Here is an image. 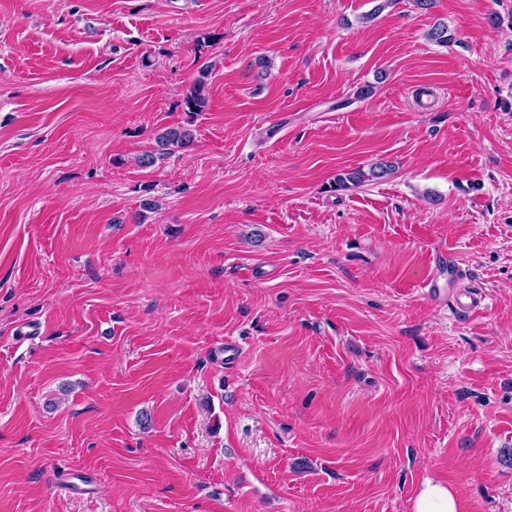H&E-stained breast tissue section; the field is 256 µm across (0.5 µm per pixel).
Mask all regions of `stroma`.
<instances>
[{
  "instance_id": "stroma-1",
  "label": "stroma",
  "mask_w": 512,
  "mask_h": 512,
  "mask_svg": "<svg viewBox=\"0 0 512 512\" xmlns=\"http://www.w3.org/2000/svg\"><path fill=\"white\" fill-rule=\"evenodd\" d=\"M379 2L0 0V512H512V0ZM209 66H205L199 71L198 77L194 80L188 92L186 93L184 103L187 111L202 112L208 103L209 93ZM159 157L171 151L170 146L185 149L194 142L193 129L188 125H175L166 128L157 138ZM392 167L393 165L389 162H379L370 167L369 174H365L361 169L350 173L338 174L336 175L333 188L336 191L346 190L350 188V185L357 187L365 181L382 179L391 173ZM413 512H458V499L448 485L427 478L416 496Z\"/></svg>"
}]
</instances>
